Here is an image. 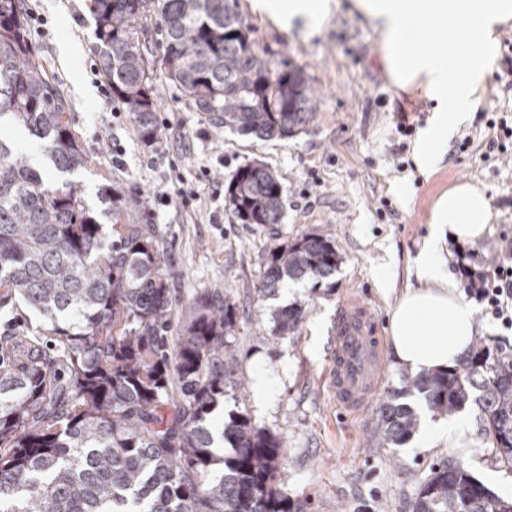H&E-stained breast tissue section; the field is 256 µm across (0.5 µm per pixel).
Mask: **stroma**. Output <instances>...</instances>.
I'll return each mask as SVG.
<instances>
[{"mask_svg":"<svg viewBox=\"0 0 512 512\" xmlns=\"http://www.w3.org/2000/svg\"><path fill=\"white\" fill-rule=\"evenodd\" d=\"M34 18L27 37L48 77L58 85L69 112V128L92 156L89 167L72 173L43 168L55 185L82 186L91 207H98L102 184L120 183L143 192L150 209V230L163 254L177 317H184L203 290L221 291L236 308L233 349L238 367L217 410L220 417L243 412L253 425L282 437L288 467L286 491L304 512H412L418 489L433 465L459 460L477 480L488 471L500 478L491 488L512 497V467L493 456L477 407L466 405L449 424L457 425L461 452L447 439L429 449L418 437L401 445L381 443L374 429L381 405L400 389L406 376L383 346L384 368L369 406L359 414L343 412L326 381L336 314L348 300L367 306L381 332H388L393 309L409 269L429 233L436 198L449 187L472 182L488 196L495 218L485 236L472 243L476 267L495 256L502 230L512 228V165L483 159L486 122L512 120V89L492 82L483 111L464 126L468 149L459 139L448 144L441 168L428 179L415 175L411 145L429 118L430 102L397 92L377 63V35L360 17L339 12L321 35L308 38L282 31L250 14L247 0L237 11L259 49L273 63L288 61L300 69L318 99V119L307 131L287 139H260L212 125L189 98L168 80L163 65V35L156 14L140 27L160 102L156 142L145 143L132 116L106 102L108 87L99 73L91 0H25ZM78 53L63 59L62 43ZM261 162L276 169L285 186L281 223L261 227L237 223L229 213L227 189L236 171ZM182 186L160 185L168 169ZM411 178L415 195L402 205L395 179ZM197 199L184 205L180 189ZM305 235L328 237L340 263L318 287L302 282L267 298L259 295L269 252ZM392 265L394 288L379 287L375 272ZM301 307L296 334L277 335L278 311ZM43 320L19 300L0 306V336L32 337ZM273 383L275 395L261 400L253 384L257 373Z\"/></svg>","mask_w":512,"mask_h":512,"instance_id":"stroma-1","label":"stroma"}]
</instances>
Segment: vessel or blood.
<instances>
[{
  "label": "vessel or blood",
  "mask_w": 512,
  "mask_h": 512,
  "mask_svg": "<svg viewBox=\"0 0 512 512\" xmlns=\"http://www.w3.org/2000/svg\"><path fill=\"white\" fill-rule=\"evenodd\" d=\"M382 367V337L372 313L354 301L337 314L336 340L330 357L329 383L337 405L362 411L378 385Z\"/></svg>",
  "instance_id": "b4317fda"
}]
</instances>
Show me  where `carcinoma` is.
Masks as SVG:
<instances>
[{"label":"carcinoma","mask_w":512,"mask_h":512,"mask_svg":"<svg viewBox=\"0 0 512 512\" xmlns=\"http://www.w3.org/2000/svg\"><path fill=\"white\" fill-rule=\"evenodd\" d=\"M154 5L167 78L217 127L286 139L317 118L300 70L273 66L245 32L233 0H94L96 39L112 102L133 115L145 142L158 139V103L138 32ZM19 117L61 171L84 169L85 150L66 120L65 99L26 35L23 0H0V115ZM279 173L249 164L228 187L242 224H278ZM100 211L80 187L55 186L0 141V298H20L50 321L54 349L0 340V512H300L280 437L229 416L213 447V413L237 368L236 311L220 292L197 295L176 343L164 258L146 227L145 198L104 184ZM121 227L105 232L100 219ZM260 283L273 295L290 281L316 286L339 263L323 236L269 251ZM303 311H279L276 332L295 334ZM454 415L480 412L497 460L512 466V358L486 342L446 371L408 375L381 406L375 434L400 445L418 428L405 399ZM413 512H512L460 461L442 463L417 493Z\"/></svg>","instance_id":"carcinoma-1"}]
</instances>
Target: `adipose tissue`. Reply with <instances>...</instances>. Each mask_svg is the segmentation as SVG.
<instances>
[{
  "instance_id": "1",
  "label": "adipose tissue",
  "mask_w": 512,
  "mask_h": 512,
  "mask_svg": "<svg viewBox=\"0 0 512 512\" xmlns=\"http://www.w3.org/2000/svg\"><path fill=\"white\" fill-rule=\"evenodd\" d=\"M251 11L281 30L322 33L335 7L348 4L378 35V60L390 83L434 106L411 147L421 175L435 173L458 129L485 105L512 0H249ZM494 217L482 189L460 183L442 192L430 233L414 260L418 287H406L393 310L390 341L397 366L443 371L465 359L477 332L474 307L462 298L443 255L447 240L481 239Z\"/></svg>"
}]
</instances>
